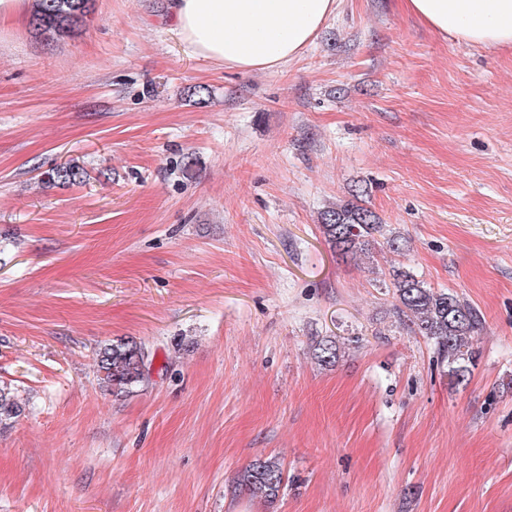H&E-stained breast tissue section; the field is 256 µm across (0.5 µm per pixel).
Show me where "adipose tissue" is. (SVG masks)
Here are the masks:
<instances>
[{"label":"adipose tissue","instance_id":"adipose-tissue-1","mask_svg":"<svg viewBox=\"0 0 512 512\" xmlns=\"http://www.w3.org/2000/svg\"><path fill=\"white\" fill-rule=\"evenodd\" d=\"M339 0H173L187 54L228 68L270 72L301 57ZM436 33L495 48L512 46V0H406Z\"/></svg>","mask_w":512,"mask_h":512}]
</instances>
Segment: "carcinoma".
<instances>
[{"mask_svg":"<svg viewBox=\"0 0 512 512\" xmlns=\"http://www.w3.org/2000/svg\"><path fill=\"white\" fill-rule=\"evenodd\" d=\"M33 27L52 36L66 35L83 26L93 14L94 0H35ZM48 182L75 183L83 171L70 163L45 172ZM321 230L326 242L341 257H355L368 251L375 234L382 232L378 216L356 202H348L321 214ZM393 295L411 331L433 342L438 363L448 368L457 386L468 384L471 367L480 357L478 336L484 318L480 311L449 290L428 287L413 272L399 268L390 280ZM150 355L134 341L108 344L96 354L98 381L118 395L148 379ZM21 403L0 390V425L19 417ZM284 483L282 464L276 458L257 459L240 474L237 485L252 495L273 499Z\"/></svg>","mask_w":512,"mask_h":512,"instance_id":"carcinoma-1","label":"carcinoma"}]
</instances>
